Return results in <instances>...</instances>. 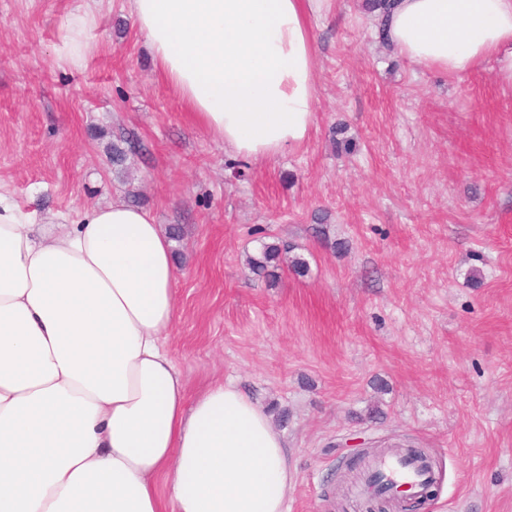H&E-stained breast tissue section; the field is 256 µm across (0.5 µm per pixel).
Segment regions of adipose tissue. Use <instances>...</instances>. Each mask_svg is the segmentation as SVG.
Instances as JSON below:
<instances>
[{
	"label": "adipose tissue",
	"instance_id": "adipose-tissue-1",
	"mask_svg": "<svg viewBox=\"0 0 512 512\" xmlns=\"http://www.w3.org/2000/svg\"><path fill=\"white\" fill-rule=\"evenodd\" d=\"M162 80L237 155L276 157L314 123V23L335 0H128ZM81 0L58 57L97 22ZM385 43L451 77L492 64L512 89V0H389ZM172 241L124 202L52 223L0 194V512H287L280 433L233 384L195 399L165 341Z\"/></svg>",
	"mask_w": 512,
	"mask_h": 512
}]
</instances>
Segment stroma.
<instances>
[{
	"label": "stroma",
	"instance_id": "stroma-1",
	"mask_svg": "<svg viewBox=\"0 0 512 512\" xmlns=\"http://www.w3.org/2000/svg\"><path fill=\"white\" fill-rule=\"evenodd\" d=\"M72 3L0 0V192L49 218L126 202L182 226L167 349L189 395L230 382L270 416L287 512H365L347 466L394 445L436 463L419 512H512V91L491 65L418 67L364 0H336L308 139L255 161L191 120L127 0H102L85 64L64 65ZM281 241L308 272L254 275L247 257Z\"/></svg>",
	"mask_w": 512,
	"mask_h": 512
}]
</instances>
